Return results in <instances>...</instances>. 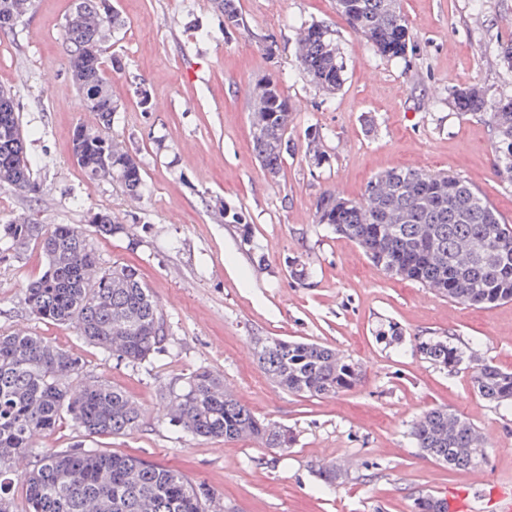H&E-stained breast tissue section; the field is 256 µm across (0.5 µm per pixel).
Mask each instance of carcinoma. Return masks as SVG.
Masks as SVG:
<instances>
[{"label": "carcinoma", "mask_w": 512, "mask_h": 512, "mask_svg": "<svg viewBox=\"0 0 512 512\" xmlns=\"http://www.w3.org/2000/svg\"><path fill=\"white\" fill-rule=\"evenodd\" d=\"M33 0H0V32L12 31L32 8ZM106 0H75L65 19L70 44L69 73L83 109L98 119L80 126L86 151L76 159L91 179L118 181L131 200L143 195L137 159L112 136L119 111L107 71L124 70L114 56L102 61V45L122 20ZM225 27L239 25L234 0H214ZM337 9L379 56L402 59L411 33L399 0H336ZM297 58L303 72L326 94L338 90L345 73L336 56L331 31L312 23L299 29ZM459 112L485 106L482 90L452 93ZM16 94L0 87V183L27 195L37 191L24 150ZM497 132L498 172L512 181V96L499 99L490 113ZM288 98L277 83L261 107L253 109V151L263 169L279 174L288 139ZM317 223L353 241L385 271L434 288L461 305L512 301V224L468 181L447 173L395 168L371 178L362 198L324 193L316 201ZM91 223L100 236L124 230L109 213ZM22 247L34 241L46 258V270L26 289L30 311L42 320L74 327L79 336L127 363H142L163 351L165 322L158 302L138 270L127 264L100 265L92 238L74 224L44 228L18 218L0 225V241ZM418 351L432 365L452 372L466 359L456 339H428ZM257 359L278 387L300 396L331 397L361 378V367L336 350L312 342L264 338ZM474 385L498 407L512 408V372L494 366L477 368ZM143 408L122 389L83 378L81 360L68 350L25 330L0 335V502L13 503L11 490L25 489L24 512H210L213 495L182 472L138 457L77 445L49 450L27 463L33 441L53 431L62 417L88 436H117L136 431ZM168 415L181 432L205 439H253L281 452L293 443L283 426L258 419L223 378L198 370L170 393ZM409 435L421 453L452 469H481L489 460L479 431L461 414L435 408L410 425ZM320 494L336 492L344 469H318Z\"/></svg>", "instance_id": "1"}]
</instances>
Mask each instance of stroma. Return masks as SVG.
I'll return each instance as SVG.
<instances>
[{"label": "stroma", "mask_w": 512, "mask_h": 512, "mask_svg": "<svg viewBox=\"0 0 512 512\" xmlns=\"http://www.w3.org/2000/svg\"><path fill=\"white\" fill-rule=\"evenodd\" d=\"M74 0H34L13 33L0 34V86L17 95L32 176L30 197L0 186V225L27 217L77 224L110 213L123 233L95 238L99 261L139 268L166 320L165 352L138 365L113 359L73 327L44 321L25 303L45 270L36 244L0 242V334L23 328L78 355L83 375L124 390L141 404L139 429L85 439L70 421L39 437L35 452L81 442L182 471L210 488L219 512H415L422 496L463 485L464 471L424 458L409 427L447 407L481 431L495 478L512 480V410L476 391L479 364L512 371V301L460 305L390 275L351 239L315 217L325 192L360 199L367 182L394 167L468 180L512 224V182L498 172L488 111L459 112L455 89L477 86L488 103L512 95V71L498 60L512 40V0H402L412 38L405 58L376 55L336 8V0H235L239 24L225 28L213 0H112L123 25L108 54L119 110L112 133L142 167L140 202L112 180L88 179L72 158V133L93 123L68 72L64 20ZM330 29L346 61L345 81L328 95L296 60L301 24ZM145 79L143 109L134 92ZM276 81L292 106L294 149L278 176L263 170L250 136L251 92ZM320 136L321 167L305 154ZM251 229L243 238L230 213ZM308 275L298 278L295 268ZM397 324L401 342L378 338ZM451 336L470 362L447 372L416 350ZM317 342L362 367L360 381L333 397L288 393L254 355L260 338ZM219 373L259 418L291 430L288 451L255 440L227 442L179 433L165 415L169 389L196 370ZM346 474L321 495L318 468Z\"/></svg>", "instance_id": "obj_1"}]
</instances>
